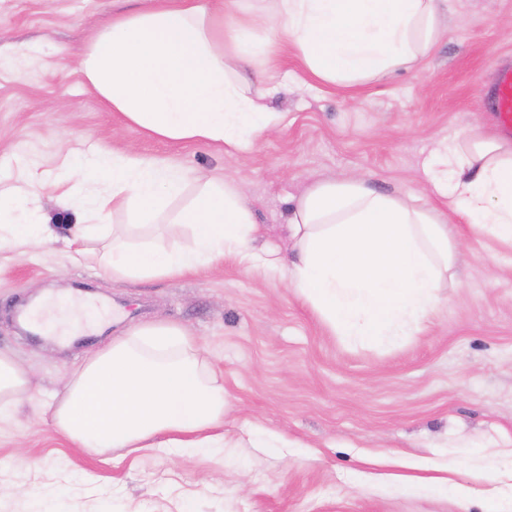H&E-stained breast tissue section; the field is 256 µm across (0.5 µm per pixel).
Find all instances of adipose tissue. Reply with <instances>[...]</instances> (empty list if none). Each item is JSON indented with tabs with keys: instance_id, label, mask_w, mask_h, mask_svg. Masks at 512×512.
Returning a JSON list of instances; mask_svg holds the SVG:
<instances>
[{
	"instance_id": "adipose-tissue-1",
	"label": "adipose tissue",
	"mask_w": 512,
	"mask_h": 512,
	"mask_svg": "<svg viewBox=\"0 0 512 512\" xmlns=\"http://www.w3.org/2000/svg\"><path fill=\"white\" fill-rule=\"evenodd\" d=\"M92 38L79 66L130 125L168 140L249 148L285 123L249 97L255 54L291 40L304 67L336 84L372 81L415 67L444 37L447 0H129ZM265 41L252 44L256 27ZM424 172L431 195L477 232L512 244V139L474 127L441 144ZM189 172L135 154L105 151L74 164L63 155L51 180L34 175L0 187V246L38 247L52 238L36 218L46 186L75 197L90 221L75 227L78 257L115 278L170 277L232 253L247 268L286 275L290 288L327 325L354 343L397 345L438 304L459 244L433 209L381 195L365 178L321 181L290 212L297 256L257 250L259 228L231 180H199L176 215L191 244L171 248L145 227L183 196ZM125 211L123 229L109 225ZM29 374L0 353V416L35 402ZM228 396L206 373L194 339L173 324L142 322L71 372L52 420L88 453L112 448L213 447Z\"/></svg>"
}]
</instances>
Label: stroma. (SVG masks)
I'll return each mask as SVG.
<instances>
[{
  "mask_svg": "<svg viewBox=\"0 0 512 512\" xmlns=\"http://www.w3.org/2000/svg\"><path fill=\"white\" fill-rule=\"evenodd\" d=\"M123 0H0V184L56 166L70 134L82 150H133L203 177L234 180L259 244L290 254L293 198L358 173L384 195L425 200L423 163L472 126L496 128L491 88L512 64V0H449L447 37L414 71L353 85L322 82L278 42L286 72L265 98L286 125L246 152L165 140L129 125L77 62ZM430 200V199H427ZM463 244L435 313L398 346L332 335L286 278L233 257L174 277L122 280L66 245L80 215L39 201L58 239L0 250V351L27 370L39 401L0 421V512H491L512 493V246L430 200ZM63 318L92 301L103 317L61 346L17 312L44 295ZM186 327L232 406L225 445L193 455L115 448L91 456L50 407L64 376L131 325Z\"/></svg>",
  "mask_w": 512,
  "mask_h": 512,
  "instance_id": "stroma-1",
  "label": "stroma"
}]
</instances>
